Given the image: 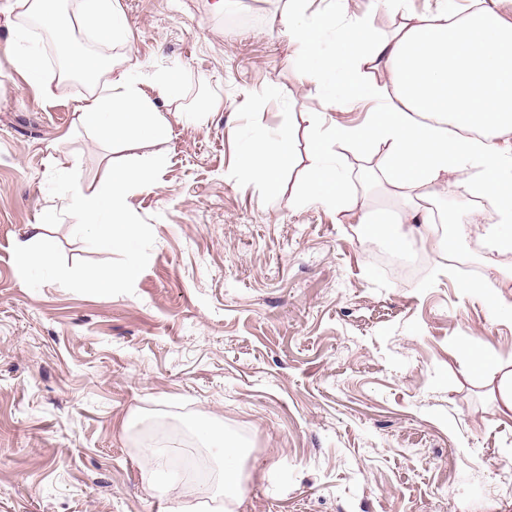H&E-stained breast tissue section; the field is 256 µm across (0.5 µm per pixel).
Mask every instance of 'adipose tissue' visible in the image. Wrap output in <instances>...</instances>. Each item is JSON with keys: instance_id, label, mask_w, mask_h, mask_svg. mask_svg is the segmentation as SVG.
Wrapping results in <instances>:
<instances>
[{"instance_id": "adipose-tissue-1", "label": "adipose tissue", "mask_w": 512, "mask_h": 512, "mask_svg": "<svg viewBox=\"0 0 512 512\" xmlns=\"http://www.w3.org/2000/svg\"><path fill=\"white\" fill-rule=\"evenodd\" d=\"M386 3L399 23L389 38L379 39L367 19L349 15V0H336L344 21L336 30V52L328 64L318 59L329 28L327 15H313L290 28L292 54L307 59L303 77L325 87L328 110L364 100L378 104L364 125H335L326 134L313 131L302 199L362 224L367 238L382 237L397 214L372 211L354 200L348 180L329 161L334 145L362 146L377 154L386 191L402 205L409 224L407 231L395 232L396 244L413 238L421 248L433 249L443 240L466 236L468 225L457 223L446 227L443 238L433 237L431 195L440 187L486 199L498 221L479 225V234L490 250L511 254L512 21L490 6L457 22L444 8L418 15L409 0ZM79 19L103 41L124 31L115 0H80ZM81 66L93 75H112L79 101L81 122L111 141L168 138L166 121L127 73L114 72L111 60L104 58L83 59ZM290 160L281 137L254 141L245 157L252 178L267 186L277 183ZM458 350L470 373L499 370V410L512 419V370L498 369L475 337H461ZM246 455V449L225 443L214 493L222 512H236L241 504Z\"/></svg>"}]
</instances>
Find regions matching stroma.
I'll return each mask as SVG.
<instances>
[{"label":"stroma","mask_w":512,"mask_h":512,"mask_svg":"<svg viewBox=\"0 0 512 512\" xmlns=\"http://www.w3.org/2000/svg\"><path fill=\"white\" fill-rule=\"evenodd\" d=\"M127 71L170 135L108 144L74 107L89 91L50 64L0 0V512H159L136 422L211 424L247 448L241 512H512V421L497 376L468 375L455 345L477 337L512 367V316L466 294L455 256L512 295V258L469 238L399 275L361 225L299 201L311 123L356 125L369 105L327 111L290 60L291 0H117ZM23 39H16V32ZM41 60L37 83L7 60ZM184 73L158 96L164 72ZM287 134L279 183L252 179L242 149ZM162 154L157 183L127 204L154 233L131 295L28 288L14 262L51 195L53 160L100 189L121 159ZM353 195L377 158L338 147ZM67 264L112 259L46 227Z\"/></svg>","instance_id":"35a3bbf8"}]
</instances>
